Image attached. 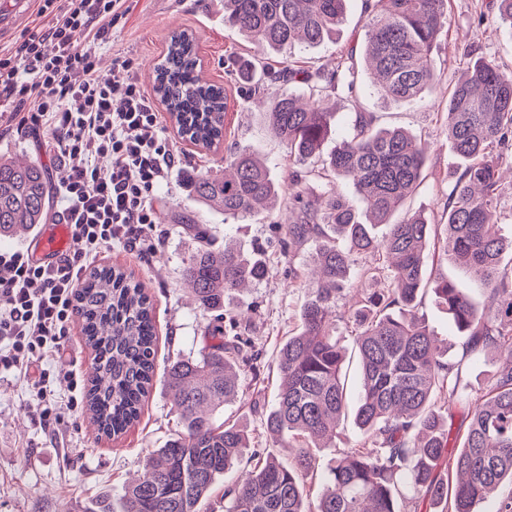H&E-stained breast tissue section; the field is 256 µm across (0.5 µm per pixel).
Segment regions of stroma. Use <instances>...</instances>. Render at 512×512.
<instances>
[{"label": "stroma", "instance_id": "35a3bbf8", "mask_svg": "<svg viewBox=\"0 0 512 512\" xmlns=\"http://www.w3.org/2000/svg\"><path fill=\"white\" fill-rule=\"evenodd\" d=\"M15 0H0V48L8 49L34 25L36 5L29 0L16 11ZM369 17L366 0H347L344 23L335 40L308 51H272L251 43L237 30L224 25V0H136L127 22L117 24L98 55L103 72L112 61L129 59L145 88H152L154 68L166 52L172 33L192 32L198 43L201 75L223 86L231 100L224 115V141L207 150L176 139L182 162L160 189L155 202L156 225L151 232L157 245L145 259L131 255L124 244H114L104 262L133 272L152 297L157 327V371L138 422L124 435L108 438L98 433L85 411L65 416L54 428L46 429L36 412L29 378L14 372L0 374V512H76L80 503L105 491H120L141 474L154 449L163 447L179 428L177 413L164 383L163 370L169 362L196 355L210 320L193 301L182 277L187 258L200 247L189 229L197 223L207 231L214 248L233 242L242 249H263L268 266L266 278L250 288L226 295L224 306L247 314L244 330L261 352L260 373L244 372L240 396L225 405V417L247 426L250 453L278 451L288 457V449H275L265 427L267 410L273 409L278 389L273 367L276 348L287 336L305 302L311 283L308 249L284 254L281 221L289 216L286 202L271 212H261L240 224H228L224 215L199 203L186 175L202 169L223 168L225 157L249 149L264 158L279 179H287L288 149L272 132L267 114L243 101L247 86L235 73L238 58H269L298 64L307 71L325 66L347 47L360 44ZM492 58L512 69V28L497 18L495 0H448V27L432 53L433 65L442 76L444 88L456 83L457 58L463 48ZM325 110L333 112V128L345 135L355 113L373 112L382 128H402L422 137L429 149L425 179L417 193L394 214L420 212L443 235L444 203L457 160L448 141L445 112L447 100L438 93H426L411 102L381 103L368 77H360L354 91L329 92L323 99ZM51 136L31 129H18L10 110L0 111V157L27 161L42 168L47 184H54L66 168L56 159ZM92 356L80 329L66 340L62 359L48 358L44 369L54 374L53 387L59 402L69 393L57 369L89 374ZM260 390L265 410L249 408L253 390Z\"/></svg>", "mask_w": 512, "mask_h": 512}]
</instances>
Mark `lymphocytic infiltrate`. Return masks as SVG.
I'll return each instance as SVG.
<instances>
[{
    "mask_svg": "<svg viewBox=\"0 0 512 512\" xmlns=\"http://www.w3.org/2000/svg\"><path fill=\"white\" fill-rule=\"evenodd\" d=\"M132 11V0H40L47 24L35 25L0 51V108L19 127L51 132L58 161L81 157L55 186L56 202L72 230L62 260L41 264L28 252H0L9 268L0 280V371L30 373L59 354L75 323V292L94 263L117 241L145 253L156 190L180 163L130 60L102 73L97 49ZM70 397L59 404L50 376L33 386L44 426L60 422L81 401L83 381L66 376Z\"/></svg>",
    "mask_w": 512,
    "mask_h": 512,
    "instance_id": "1",
    "label": "lymphocytic infiltrate"
}]
</instances>
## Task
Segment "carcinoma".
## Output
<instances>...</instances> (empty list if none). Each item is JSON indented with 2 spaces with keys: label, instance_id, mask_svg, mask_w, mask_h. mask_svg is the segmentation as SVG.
<instances>
[{
  "label": "carcinoma",
  "instance_id": "1",
  "mask_svg": "<svg viewBox=\"0 0 512 512\" xmlns=\"http://www.w3.org/2000/svg\"><path fill=\"white\" fill-rule=\"evenodd\" d=\"M345 0H224V23L273 51L315 48L344 21ZM380 14L365 26L361 59L351 47L314 72L267 63L265 82L255 65L239 61L249 93L266 83L297 77L313 101L294 94L270 98L275 135L288 146L291 170L279 181L255 153L240 149L224 172L190 177L198 202L224 213V221L252 217L284 196L296 219L282 225L288 248L311 245L319 270L316 287L300 310L295 332L275 355L278 392L266 429L283 447L296 449L290 463L268 453L252 457L224 489V512H472L504 481L512 483V235L498 224L500 159L512 151V70L465 51L464 79L448 92V141L463 166L448 184L446 255L485 286L495 305L480 310L468 292L440 276L436 301L463 334L465 354L499 356L493 384L474 397L460 394L461 364L420 315L432 225L417 214L398 223L393 212L423 181L425 148L401 129L376 126L371 112H357L350 134L328 152L333 113L319 104L323 93L352 90L363 63L380 98L403 101L441 89L432 65L434 44L448 26V0H374ZM196 38L170 37L155 67L154 91L167 105L179 135L210 149L224 137V89L203 82ZM353 186L360 205L340 185ZM46 215L42 169L0 159V235L29 231ZM386 224L377 238L372 226ZM202 245L184 266L195 302L215 312L195 357L170 362L164 372L174 392L180 429L152 452L143 476L117 497L101 495L80 512H200L217 479L236 468L250 447L246 426L216 412L239 393L240 372L258 355L243 356L240 336L224 333V297L266 275L258 252L226 242L215 250L207 233L192 225ZM358 255L371 263L361 278L388 287L347 297ZM85 343L93 354L85 412L106 436L135 424L153 386L154 306L144 286L120 266L92 269L76 293ZM350 329L359 356L361 398L354 414L361 438L318 473L316 450L338 436L345 417L346 350L336 322ZM469 417L462 435L448 421ZM456 452H450V449ZM319 478L313 492L307 479ZM413 488L404 497L400 484Z\"/></svg>",
  "mask_w": 512,
  "mask_h": 512
}]
</instances>
